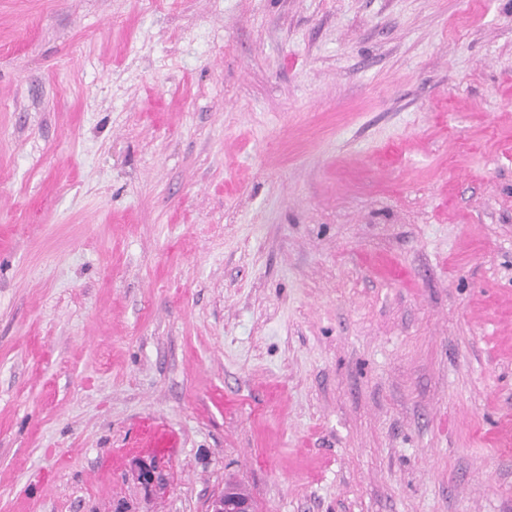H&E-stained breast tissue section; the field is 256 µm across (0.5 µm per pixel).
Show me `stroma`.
<instances>
[{
  "mask_svg": "<svg viewBox=\"0 0 512 512\" xmlns=\"http://www.w3.org/2000/svg\"><path fill=\"white\" fill-rule=\"evenodd\" d=\"M229 486L512 512V0H0V512ZM174 435L162 424H148L141 429L138 448H146L156 453H171L176 448Z\"/></svg>",
  "mask_w": 512,
  "mask_h": 512,
  "instance_id": "stroma-1",
  "label": "stroma"
}]
</instances>
